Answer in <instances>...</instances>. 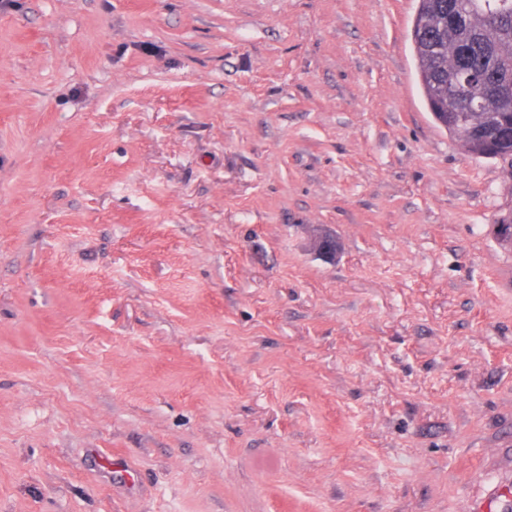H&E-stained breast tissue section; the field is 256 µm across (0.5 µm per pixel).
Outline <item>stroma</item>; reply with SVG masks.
<instances>
[{
  "instance_id": "obj_1",
  "label": "stroma",
  "mask_w": 512,
  "mask_h": 512,
  "mask_svg": "<svg viewBox=\"0 0 512 512\" xmlns=\"http://www.w3.org/2000/svg\"><path fill=\"white\" fill-rule=\"evenodd\" d=\"M417 5L0 0V512L512 488V176L433 120Z\"/></svg>"
}]
</instances>
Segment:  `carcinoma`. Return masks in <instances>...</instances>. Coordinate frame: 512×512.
<instances>
[{"label":"carcinoma","instance_id":"1","mask_svg":"<svg viewBox=\"0 0 512 512\" xmlns=\"http://www.w3.org/2000/svg\"><path fill=\"white\" fill-rule=\"evenodd\" d=\"M412 43L418 82L436 119L457 109L448 131L476 157L512 163V0H418Z\"/></svg>","mask_w":512,"mask_h":512}]
</instances>
